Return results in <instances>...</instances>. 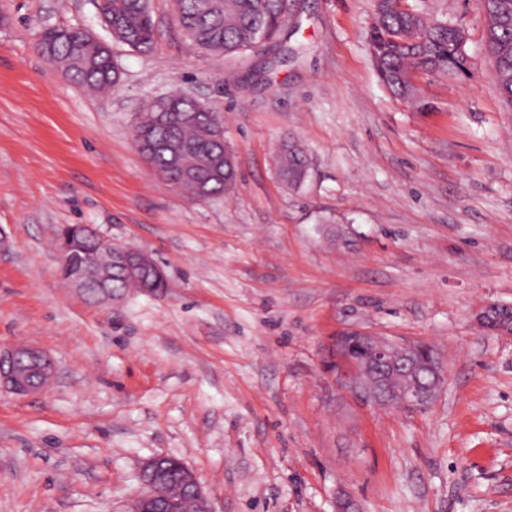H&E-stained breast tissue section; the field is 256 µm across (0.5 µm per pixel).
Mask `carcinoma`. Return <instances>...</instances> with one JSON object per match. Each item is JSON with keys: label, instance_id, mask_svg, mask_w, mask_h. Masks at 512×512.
I'll list each match as a JSON object with an SVG mask.
<instances>
[{"label": "carcinoma", "instance_id": "carcinoma-1", "mask_svg": "<svg viewBox=\"0 0 512 512\" xmlns=\"http://www.w3.org/2000/svg\"><path fill=\"white\" fill-rule=\"evenodd\" d=\"M181 30L199 50L232 57L266 42H278L284 34L296 3L292 0H175ZM486 16V42L495 64L502 98L512 104V0H487L479 4ZM112 21V36L140 52L154 44L155 23L149 0H105ZM43 47L54 63L66 66L78 85L95 91L109 90L119 77L111 69L100 42L78 29H48ZM464 32L444 20L430 19L403 4V0H377L369 50L379 78L401 101L416 105L419 92L416 74L464 73ZM176 106L162 111L151 100L138 112L135 128L146 150L153 152L154 170L185 193L203 190L220 196L231 190L236 167L224 163L232 153L222 136L219 116L191 97H178ZM308 168L303 147L294 139L284 142L278 154V175L290 187L300 186ZM96 241L81 239L70 251L63 268L67 280L81 281L89 288L98 284L91 267ZM110 275L107 292L124 294L131 288L143 291L142 275L125 274L107 262Z\"/></svg>", "mask_w": 512, "mask_h": 512}]
</instances>
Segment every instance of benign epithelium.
<instances>
[{"label": "benign epithelium", "instance_id": "1", "mask_svg": "<svg viewBox=\"0 0 512 512\" xmlns=\"http://www.w3.org/2000/svg\"><path fill=\"white\" fill-rule=\"evenodd\" d=\"M82 230L97 239L99 252L116 254L127 273L137 275L147 269L157 278L163 271L149 254L112 244V240L101 236L89 225ZM351 335L360 337L369 351L363 361H346L336 371L343 388L356 400L373 407L402 410L416 413L430 408L443 391L447 379V368L440 354L431 346L397 341L377 336L365 330L354 329ZM399 370L411 378V383L397 391L384 384V372ZM426 371L431 380L424 382L419 373ZM54 376L52 360L41 350L31 346L0 349V386L17 394H30L43 390ZM181 493L188 499L205 500L201 488L191 470L180 465ZM141 479L146 491L136 501L140 512H171L172 471L168 458L155 457L148 460L142 469Z\"/></svg>", "mask_w": 512, "mask_h": 512}]
</instances>
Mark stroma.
I'll return each instance as SVG.
<instances>
[{"label":"stroma","instance_id":"stroma-1","mask_svg":"<svg viewBox=\"0 0 512 512\" xmlns=\"http://www.w3.org/2000/svg\"><path fill=\"white\" fill-rule=\"evenodd\" d=\"M463 28L468 72L396 99L368 50L375 0H301L297 60L264 81L151 0L155 43L112 39L93 0H0V347L56 362L43 393L0 388V512H130L156 456L196 476L206 512H512V105L477 0H409ZM108 41L120 80L86 93L37 50L47 28ZM183 91L234 150L230 196L183 194L133 141L146 98ZM296 139V190L276 156ZM88 224L163 267L168 287L88 303L54 247ZM361 329L431 344L447 367L427 410L357 403L326 364ZM278 175L288 188L300 186L307 177L308 168L303 147L294 139L285 141L278 154Z\"/></svg>","mask_w":512,"mask_h":512}]
</instances>
